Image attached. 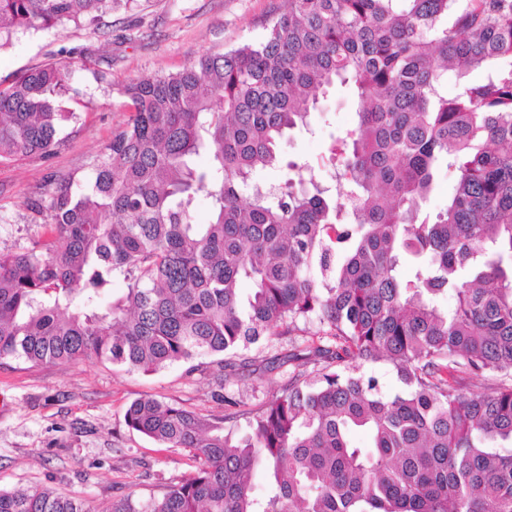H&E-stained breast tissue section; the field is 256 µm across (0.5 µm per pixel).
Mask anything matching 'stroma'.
I'll use <instances>...</instances> for the list:
<instances>
[{"mask_svg": "<svg viewBox=\"0 0 512 512\" xmlns=\"http://www.w3.org/2000/svg\"><path fill=\"white\" fill-rule=\"evenodd\" d=\"M283 0H128L105 23L59 25L20 32L0 48V84L45 62L73 58L79 91L78 120L66 123L62 142L49 157L31 155L0 163V251H16L44 240L45 214L32 202H47L57 180L89 176L106 146L130 116L118 87L145 73L168 74L199 56L222 52L264 32V21ZM109 68L110 83L94 72ZM351 86L321 95L310 129L288 132L287 159L311 163L324 185L332 168L323 166L332 136L356 119ZM312 329L292 339L263 340L227 369L225 392L242 409H258L288 382L295 354L312 340ZM276 371L262 375L264 365ZM210 377L178 362L144 374L87 358L66 364L31 366L0 362V488H51L83 500L93 512H107L127 494L146 499L193 473L188 451L162 448L128 429L130 404L151 396L196 414L223 419L232 407L214 396Z\"/></svg>", "mask_w": 512, "mask_h": 512, "instance_id": "obj_1", "label": "stroma"}]
</instances>
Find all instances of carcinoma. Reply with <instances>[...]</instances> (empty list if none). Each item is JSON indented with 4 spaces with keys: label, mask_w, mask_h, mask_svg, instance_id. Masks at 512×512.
<instances>
[{
    "label": "carcinoma",
    "mask_w": 512,
    "mask_h": 512,
    "mask_svg": "<svg viewBox=\"0 0 512 512\" xmlns=\"http://www.w3.org/2000/svg\"><path fill=\"white\" fill-rule=\"evenodd\" d=\"M119 4L0 0V47ZM479 68L484 82L448 97V72ZM73 74L65 58L0 88V162L59 145L78 119ZM338 82L361 103L330 151L341 203L280 148ZM120 92L132 115L43 206L48 237L0 251V360L147 373L209 357L222 390L229 359L311 325L315 381L293 375L242 411L244 431L134 401L126 426L198 466L109 512H512V0H287L262 39ZM443 166L455 193L424 215ZM282 167L274 192L256 179ZM118 277L125 292L104 301ZM379 360L400 392L362 372ZM0 512L92 510L0 489Z\"/></svg>",
    "instance_id": "obj_1"
}]
</instances>
